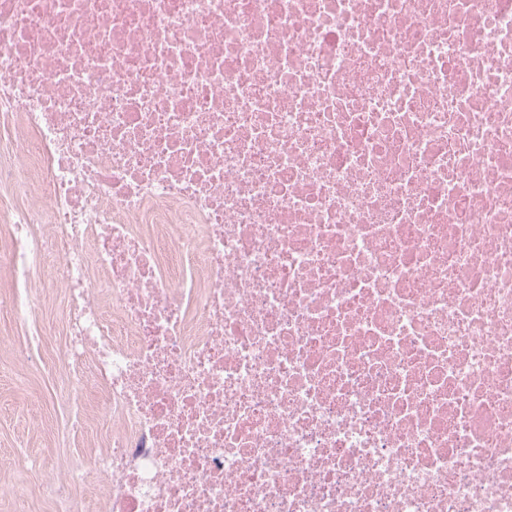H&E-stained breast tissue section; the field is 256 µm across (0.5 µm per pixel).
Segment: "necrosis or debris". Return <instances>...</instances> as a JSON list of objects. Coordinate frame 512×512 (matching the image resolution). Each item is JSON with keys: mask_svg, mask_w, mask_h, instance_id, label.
Wrapping results in <instances>:
<instances>
[{"mask_svg": "<svg viewBox=\"0 0 512 512\" xmlns=\"http://www.w3.org/2000/svg\"><path fill=\"white\" fill-rule=\"evenodd\" d=\"M5 114L111 512H512V0H0Z\"/></svg>", "mask_w": 512, "mask_h": 512, "instance_id": "4bbe7bcc", "label": "necrosis or debris"}]
</instances>
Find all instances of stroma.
Masks as SVG:
<instances>
[{
  "mask_svg": "<svg viewBox=\"0 0 512 512\" xmlns=\"http://www.w3.org/2000/svg\"><path fill=\"white\" fill-rule=\"evenodd\" d=\"M44 294L29 322L0 320V366L7 369L0 375V459L80 470L103 442L81 429L96 410L90 395L66 381L59 360L68 340L64 293L49 283ZM0 512H56V501L35 476L20 495H0Z\"/></svg>",
  "mask_w": 512,
  "mask_h": 512,
  "instance_id": "obj_1",
  "label": "stroma"
}]
</instances>
